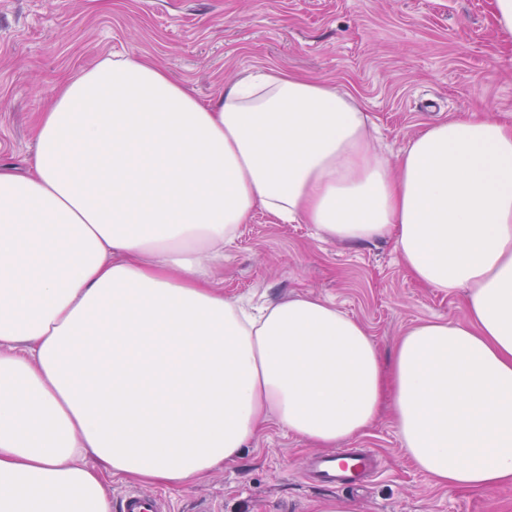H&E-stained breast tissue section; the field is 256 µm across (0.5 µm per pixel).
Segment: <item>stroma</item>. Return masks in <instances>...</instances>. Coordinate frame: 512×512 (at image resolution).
I'll return each mask as SVG.
<instances>
[{
    "label": "stroma",
    "instance_id": "stroma-1",
    "mask_svg": "<svg viewBox=\"0 0 512 512\" xmlns=\"http://www.w3.org/2000/svg\"><path fill=\"white\" fill-rule=\"evenodd\" d=\"M144 55L199 99L274 66L354 95L388 157L441 120L512 123V36L492 0H0V163L28 171L36 127L61 80L108 56ZM224 297L254 307L309 294L360 322L383 357L415 325L464 321V295L415 281L390 241L322 239L254 210L213 264ZM383 470L362 487L306 477L312 443L269 426L234 465L164 489L175 512H512V484L440 485L408 458L390 413L350 440Z\"/></svg>",
    "mask_w": 512,
    "mask_h": 512
}]
</instances>
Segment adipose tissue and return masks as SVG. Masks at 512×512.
<instances>
[{"instance_id": "adipose-tissue-1", "label": "adipose tissue", "mask_w": 512, "mask_h": 512, "mask_svg": "<svg viewBox=\"0 0 512 512\" xmlns=\"http://www.w3.org/2000/svg\"><path fill=\"white\" fill-rule=\"evenodd\" d=\"M336 85L260 68L213 101L153 61L53 90L29 172L0 165V512H110L108 478L184 486L276 425L319 446L390 407L441 484H512V123L461 115L397 160ZM465 291L384 362L301 295L259 316L210 283L255 209Z\"/></svg>"}]
</instances>
